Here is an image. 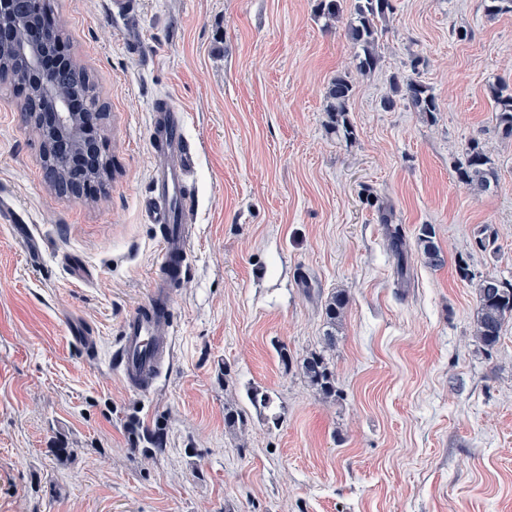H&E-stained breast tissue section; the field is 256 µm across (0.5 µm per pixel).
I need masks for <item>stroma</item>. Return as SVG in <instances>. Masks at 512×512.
<instances>
[{
  "label": "stroma",
  "instance_id": "obj_1",
  "mask_svg": "<svg viewBox=\"0 0 512 512\" xmlns=\"http://www.w3.org/2000/svg\"><path fill=\"white\" fill-rule=\"evenodd\" d=\"M137 3L122 21L109 0H50L107 106L112 175L91 196L46 187L24 95L0 87V207L28 226L0 223V512H512V318L492 349L473 335L476 280H512V138L489 96L512 88V12L393 0L345 142L324 92L354 69L352 0L332 22L317 0ZM416 56L437 112L385 109ZM166 97L197 151L193 266L167 373L141 392L110 358L158 253L149 125ZM474 138L496 170L483 192L456 176ZM382 207L408 240L431 225L441 265L413 254L397 286ZM484 232L493 248L477 247ZM337 290L350 298L329 354L340 396L325 401L301 363ZM138 429L162 452L145 455Z\"/></svg>",
  "mask_w": 512,
  "mask_h": 512
}]
</instances>
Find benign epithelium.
<instances>
[{"label": "benign epithelium", "instance_id": "1", "mask_svg": "<svg viewBox=\"0 0 512 512\" xmlns=\"http://www.w3.org/2000/svg\"><path fill=\"white\" fill-rule=\"evenodd\" d=\"M21 0H0V48L25 59L32 74L38 78L37 97L51 101L50 124L43 115L30 110V102L21 103L24 127H38L50 135L51 168L62 172L73 165V158L82 156L86 163L95 159V140L98 139L99 114L89 105L78 111L74 107L76 92L70 72L60 67L42 69V58L51 50L54 33L19 10Z\"/></svg>", "mask_w": 512, "mask_h": 512}]
</instances>
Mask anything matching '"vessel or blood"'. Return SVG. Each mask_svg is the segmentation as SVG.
<instances>
[{"label":"vessel or blood","instance_id":"b4317fda","mask_svg":"<svg viewBox=\"0 0 512 512\" xmlns=\"http://www.w3.org/2000/svg\"><path fill=\"white\" fill-rule=\"evenodd\" d=\"M152 112L150 219L163 231L149 297L124 320L114 352L115 370L122 381L134 388L154 384L170 363L174 336L172 280L191 265L193 236L192 226L177 223L175 212L184 201L187 178L196 161L185 138V114L165 99L156 101Z\"/></svg>","mask_w":512,"mask_h":512}]
</instances>
